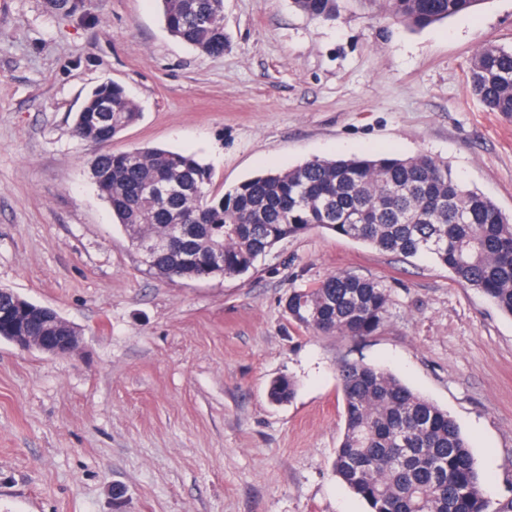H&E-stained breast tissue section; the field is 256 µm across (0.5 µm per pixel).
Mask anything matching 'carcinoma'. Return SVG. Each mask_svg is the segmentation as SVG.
<instances>
[{
	"label": "carcinoma",
	"instance_id": "carcinoma-1",
	"mask_svg": "<svg viewBox=\"0 0 512 512\" xmlns=\"http://www.w3.org/2000/svg\"><path fill=\"white\" fill-rule=\"evenodd\" d=\"M170 34L199 53H224V0H160ZM301 12L333 21L336 0H293ZM481 0H385L395 18L426 27L473 10ZM467 80L489 112L512 117V50L490 45L472 59ZM141 118L114 82L84 99L73 118L76 138L112 142ZM90 179L136 250L190 225L187 248L142 255L149 270L177 279L236 277L277 243L313 228L406 257L428 255L461 284L512 315V220L487 197L463 186L431 156L314 158L246 179L220 193L193 154L135 148L97 155ZM380 280L336 273L285 300L288 318L318 335L354 339L376 333L387 315ZM345 428L333 462L339 480L368 512H490L470 444L455 420L375 365L337 368ZM294 382L273 380L268 397H293Z\"/></svg>",
	"mask_w": 512,
	"mask_h": 512
}]
</instances>
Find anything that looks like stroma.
I'll use <instances>...</instances> for the list:
<instances>
[{
  "instance_id": "1",
  "label": "stroma",
  "mask_w": 512,
  "mask_h": 512,
  "mask_svg": "<svg viewBox=\"0 0 512 512\" xmlns=\"http://www.w3.org/2000/svg\"><path fill=\"white\" fill-rule=\"evenodd\" d=\"M224 0L223 55L172 37L158 0H0V288L80 333L68 358L0 340V512H365L333 471L336 369L384 368L448 410L483 489L512 498V317L428 256L315 228L236 278L149 271L89 178L72 121L98 84L141 109L112 152L196 153L227 192L313 158L428 155L512 216V118L467 83L512 48V0L424 28L383 0ZM336 272L384 281L386 320L354 340L292 323L283 300ZM292 399L267 396L272 380ZM336 0H293L296 8L301 12L333 21L337 15Z\"/></svg>"
}]
</instances>
